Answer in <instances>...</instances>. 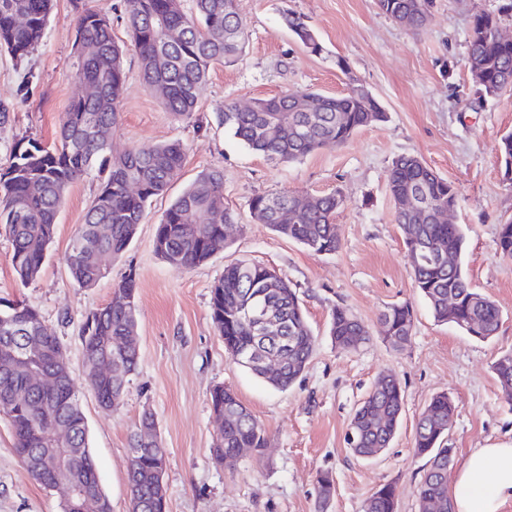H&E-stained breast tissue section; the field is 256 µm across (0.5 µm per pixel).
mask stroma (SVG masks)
Returning <instances> with one entry per match:
<instances>
[{
	"mask_svg": "<svg viewBox=\"0 0 512 512\" xmlns=\"http://www.w3.org/2000/svg\"><path fill=\"white\" fill-rule=\"evenodd\" d=\"M511 1L429 0L426 25L413 31L383 14L377 0H238L245 24L241 52L233 62L213 65L195 111L176 116L142 82L124 0H87L110 16L113 39L127 48L112 152L177 140L186 148L184 165L166 194L153 200L129 247L104 258V276L95 287H79L66 258L99 192L96 171L68 188L42 271L29 285L18 282L11 241L0 228V299L39 310L47 332L64 345L112 512H129V448L146 410L155 416L168 456L167 512H363L384 483L396 487L398 512H421L418 485L427 459L415 455L414 435L440 392L456 405L448 445L457 455L512 443V404L493 370L499 355L512 352V258L496 252L499 225L512 221V180L496 153L500 138L512 132V90L478 98L466 64L474 13L501 12L512 32V12L502 10ZM289 13L304 16L320 52H310L291 34L284 23ZM81 61L71 0H53L42 38L27 56L0 48V169L20 140L56 143L67 106L81 91ZM353 83L372 93L387 119L360 129L345 145L277 163L248 151L224 130L225 104L244 106L296 90L336 96ZM409 154L459 191L454 221L468 237V278L501 311L499 330L489 341L436 322L413 286L388 187L393 159ZM214 167L224 171V204L235 218L227 245L203 265H169L154 251L156 226L171 201ZM283 192L344 196L336 214V252L313 253L252 218L253 195ZM239 260L288 278L313 331L310 363L286 390L232 360L212 323L211 286L225 265ZM130 273L137 288L139 365L123 400L107 410L85 385L80 329ZM403 302L413 306L414 329L398 351L385 341L380 315ZM339 305L369 333L357 349L341 350L328 335ZM385 373L404 389L401 423L389 448L363 459L346 436L355 409ZM219 384L236 393L268 438L261 455H246L231 469L213 455L220 424L209 394ZM323 474L334 485L324 506L317 483ZM60 502L59 492L44 489L20 464L10 423L0 415V512H61Z\"/></svg>",
	"mask_w": 512,
	"mask_h": 512,
	"instance_id": "1",
	"label": "stroma"
}]
</instances>
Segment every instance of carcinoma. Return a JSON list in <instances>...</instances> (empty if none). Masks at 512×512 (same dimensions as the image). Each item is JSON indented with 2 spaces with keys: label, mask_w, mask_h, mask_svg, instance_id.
I'll return each mask as SVG.
<instances>
[{
  "label": "carcinoma",
  "mask_w": 512,
  "mask_h": 512,
  "mask_svg": "<svg viewBox=\"0 0 512 512\" xmlns=\"http://www.w3.org/2000/svg\"><path fill=\"white\" fill-rule=\"evenodd\" d=\"M194 2L196 15L192 16L185 13L182 0H126L128 26L144 84L150 90L163 87V104L178 116L195 110L211 65L233 61L242 48L244 34L237 0ZM411 5L410 0H378L387 17L419 30L427 14L411 11ZM51 6V0H0V46L19 58L28 55L42 37ZM72 6L76 40L86 52L76 74L83 93L72 99L64 113L57 144L47 147L35 139L20 142L9 165L0 172V226L11 239L12 265L23 286L39 276L54 238L56 215L77 178L94 168L102 176L93 205L73 238L78 248H70L67 257L72 279L82 288H92L103 277L98 255H118L129 246L147 205L167 192L185 160V147L178 140L107 155L108 144L98 131L110 132L117 121L126 81L123 49L112 37L107 14L87 6L86 0H72ZM284 20L299 41L311 38L313 29L301 16L288 14ZM499 26L501 17L492 12L473 15L467 65L484 97L512 88V42L496 37ZM386 119L374 97L350 88L339 96L308 91L258 98L244 108L229 105L224 110V130L252 152L292 163L325 145L342 146L359 129ZM496 153L504 174H511V132L501 137ZM388 185L394 198L419 186L432 202L452 211L459 206L455 185L414 155H401L392 161ZM342 204L338 194L319 196L312 205H302L286 193L256 194L249 200V210L272 231L316 254H330L339 244L335 218ZM396 222L403 230L408 224L415 225V235L404 234L406 258L414 288L428 303L434 320L467 333L478 321L482 330L474 334L475 339L487 341L495 336L501 312L468 280L463 225L417 220L399 211ZM232 223L234 217L224 207L223 170L203 172L163 213L156 227L155 253L172 265H201L224 249V225ZM423 241L452 255L455 265L448 269L417 260L416 246ZM496 245L500 256L512 258V222L499 226ZM450 294L457 299L452 311L448 310ZM135 296V277L130 272L113 288L110 303L89 313L81 327L84 377L91 381L97 396L111 405L136 374L139 350L129 347L108 377L97 376L95 362L97 356L113 352L112 341L131 335L137 324ZM264 306L279 320L276 340L261 339L260 327L242 318L246 311ZM210 312L228 355L253 375L266 378L259 362L269 355L279 360L281 369L277 376L266 379L279 390L291 387L305 372L314 350L312 330L296 289L275 270L244 261L226 265L211 287ZM1 314L14 323L15 335L41 347L21 366L8 355L10 342L0 333V408L9 417L19 461L35 481L47 487L54 475L39 469L37 455L43 450L67 448L64 473L79 479L89 490L98 489L101 482L89 447L86 419L64 347L46 332L35 308L8 302L0 309ZM381 323L387 330L384 339L395 349L404 348L414 327L412 306L387 307ZM357 333L368 340L363 324L347 308L336 307L329 323L332 342L348 350L349 338ZM42 365L52 366L60 374L58 388L45 390L31 377L29 369ZM493 369L504 398L512 403V352L498 357ZM210 402L214 414L224 415L221 443L214 449L224 466L232 468L242 456L267 447L264 428L232 390L214 387ZM403 404L404 391L397 378L374 385L350 421L349 432L360 436V440L348 442L356 456L390 446ZM454 414L453 398L446 392L437 393L415 431V451L427 457L428 464L419 496L430 502L433 512H454L445 476L455 455V449L448 447ZM158 438L154 415L146 410L132 436L137 455L130 460L131 512H162L166 508L167 488L155 473L153 448ZM364 512H397L395 487L381 485L365 502Z\"/></svg>",
  "instance_id": "carcinoma-1"
}]
</instances>
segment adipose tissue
<instances>
[{
	"label": "adipose tissue",
	"mask_w": 512,
	"mask_h": 512,
	"mask_svg": "<svg viewBox=\"0 0 512 512\" xmlns=\"http://www.w3.org/2000/svg\"><path fill=\"white\" fill-rule=\"evenodd\" d=\"M454 512H500L512 501V445L476 448L448 480Z\"/></svg>",
	"instance_id": "obj_1"
}]
</instances>
